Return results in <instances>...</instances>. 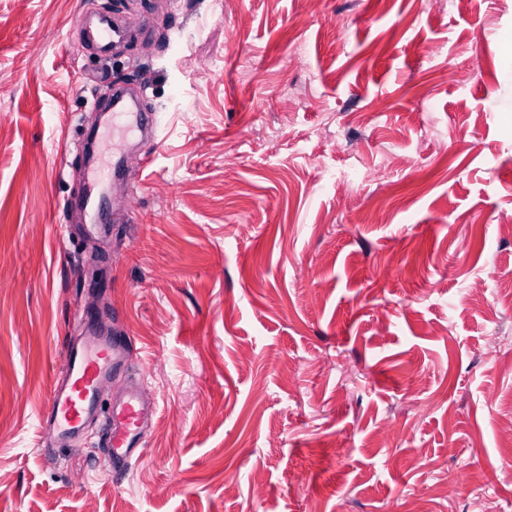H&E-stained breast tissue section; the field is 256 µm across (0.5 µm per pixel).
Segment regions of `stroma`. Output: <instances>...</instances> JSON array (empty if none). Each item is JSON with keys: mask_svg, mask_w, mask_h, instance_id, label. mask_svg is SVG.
I'll return each instance as SVG.
<instances>
[{"mask_svg": "<svg viewBox=\"0 0 512 512\" xmlns=\"http://www.w3.org/2000/svg\"><path fill=\"white\" fill-rule=\"evenodd\" d=\"M510 49L512 0H0V512H512ZM134 67L133 220L69 238ZM87 317L159 404L118 481L42 420ZM91 32L92 44L101 56H110L112 49L123 41L128 29L112 20L110 14H98L86 22ZM124 92L122 90L116 89L113 92V100H112V118L114 119L117 116L126 117L130 124L134 126L137 130L144 133L147 138L155 139L156 137V127L151 119L149 113L147 112H123L117 108H128L123 98Z\"/></svg>", "mask_w": 512, "mask_h": 512, "instance_id": "35a3bbf8", "label": "stroma"}]
</instances>
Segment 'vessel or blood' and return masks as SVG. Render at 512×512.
<instances>
[{
  "mask_svg": "<svg viewBox=\"0 0 512 512\" xmlns=\"http://www.w3.org/2000/svg\"><path fill=\"white\" fill-rule=\"evenodd\" d=\"M87 27L94 48L103 56L110 55L128 34L127 28L108 14L90 18ZM100 183L97 172L87 173L84 208L98 224L107 210ZM130 345V337L86 323L80 341L66 343L63 381L52 391L42 414L65 440L82 434L90 421H98L99 445L105 449L111 461L110 472L116 479L126 473L132 459L141 456L148 427L158 411L156 404L144 402L134 388L108 409H101L98 404L101 384L113 372L124 369Z\"/></svg>",
  "mask_w": 512,
  "mask_h": 512,
  "instance_id": "vessel-or-blood-1",
  "label": "vessel or blood"
}]
</instances>
